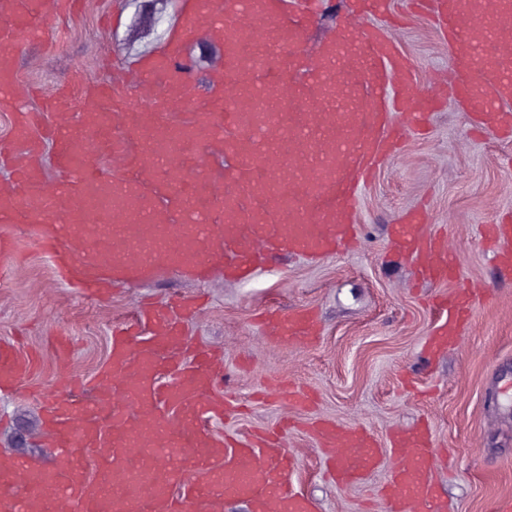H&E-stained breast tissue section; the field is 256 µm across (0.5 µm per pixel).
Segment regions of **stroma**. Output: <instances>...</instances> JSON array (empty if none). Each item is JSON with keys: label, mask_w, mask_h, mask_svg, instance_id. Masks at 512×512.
Instances as JSON below:
<instances>
[{"label": "stroma", "mask_w": 512, "mask_h": 512, "mask_svg": "<svg viewBox=\"0 0 512 512\" xmlns=\"http://www.w3.org/2000/svg\"><path fill=\"white\" fill-rule=\"evenodd\" d=\"M183 0H84L82 12L40 19L43 42L17 38V79L39 85L72 74L95 82L98 55L128 67L162 49L181 22ZM387 36L415 66L416 84L432 89L454 70L436 19L407 16ZM360 245L319 262L279 259L247 285L215 275L209 282L163 278L83 297L62 288L30 225L0 224L24 259L0 276V343L20 355L37 353L39 366L14 393L0 394V456L47 464L55 460L39 412L41 399L67 392L68 376L88 377L107 363L112 327L146 299L164 305L184 294L206 304L187 326L193 346L224 353V382L249 404L241 418L216 432L244 435L293 417L287 448L299 457L295 477L316 512H384L372 491L397 463L362 482L339 485L319 472L314 419L361 425L378 439L395 427L429 421L436 445L434 479L448 512H499L512 501V403L502 386L512 380V271L500 269L484 229L512 213V142L477 139L453 98L431 113L427 135L411 136L355 199ZM425 209L431 231L446 237L460 274L456 281H417L390 232L402 214ZM470 288L480 302L457 345L426 354L435 325L428 300ZM314 310L316 344L268 339L258 323L265 311ZM314 392L316 405L295 412L282 388Z\"/></svg>", "instance_id": "obj_1"}]
</instances>
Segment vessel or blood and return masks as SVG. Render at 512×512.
I'll return each mask as SVG.
<instances>
[{
  "mask_svg": "<svg viewBox=\"0 0 512 512\" xmlns=\"http://www.w3.org/2000/svg\"><path fill=\"white\" fill-rule=\"evenodd\" d=\"M391 0H349V10L305 49L320 0H184L180 33L133 71L105 65V81L41 87L44 110L15 111L0 141V222L38 223V245L59 278L85 295L161 273L247 282L274 255L310 262L337 255L359 235L354 199L392 158L407 128L436 106L415 89L413 65L373 25ZM445 28L456 60L454 94L482 132L512 138V0H412ZM79 0H0V108L23 96L13 43L39 17ZM220 49L199 83L188 50ZM51 144L55 177L44 171ZM224 157L223 168L212 160ZM499 265L512 267V223L491 226ZM394 244L433 283L456 278L445 239L419 213ZM194 300L140 306L115 326L108 363L89 379L92 402H41L58 450L52 465L0 459L6 512H315L293 487L297 461L279 434L244 438L212 424L234 410L224 367L209 348L188 349ZM431 352L448 348L473 311L463 292L432 304ZM267 336L313 343L311 310L269 314ZM33 370L0 345V392ZM313 433L336 482L351 483L398 457L381 489L386 512H447L433 479L429 426L380 442L360 425L329 421Z\"/></svg>",
  "mask_w": 512,
  "mask_h": 512,
  "instance_id": "obj_1",
  "label": "vessel or blood"
}]
</instances>
